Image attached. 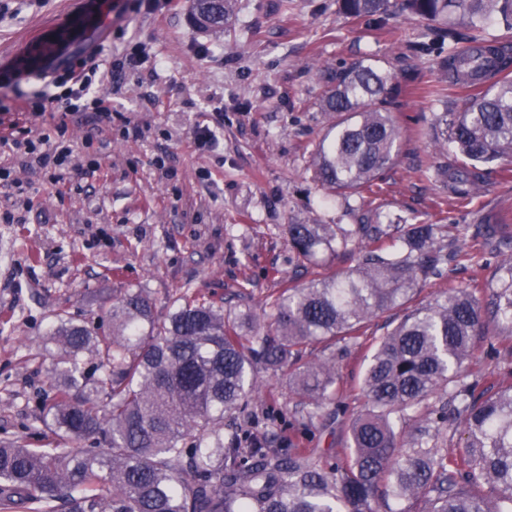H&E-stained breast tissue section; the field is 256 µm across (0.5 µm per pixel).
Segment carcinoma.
Here are the masks:
<instances>
[{
	"mask_svg": "<svg viewBox=\"0 0 512 512\" xmlns=\"http://www.w3.org/2000/svg\"><path fill=\"white\" fill-rule=\"evenodd\" d=\"M337 2L367 25L389 14V0ZM201 6L229 31L235 0ZM400 10L428 21L435 41L459 23L475 32L474 46L440 62L445 78L473 93L459 111L436 113L429 131L461 162L416 166L420 178L469 198L491 173L486 165L512 155V55L481 35L492 19L512 31V0H400ZM331 81L320 103L329 130L311 167L332 194L360 197L395 164L400 92L372 59ZM477 233L507 254L488 299L468 285L450 288L376 341L350 446L334 461L309 448H267L253 433L226 434L224 420L242 410L260 366L288 371L304 408L332 401L336 356L305 362L307 346L357 341L367 322L441 275L457 255L440 244L441 225H288L297 257L349 253L355 265L282 289L262 321L247 312L226 319L223 306L189 289L162 318L145 289H128L101 332L57 315L45 342L47 444L0 442V512H417L420 500L428 512H512V370L479 391L488 372L472 360L485 341L495 357H512V226L480 224ZM439 390L448 408L431 411L430 423L462 424L459 451L429 444L428 427L409 434L399 426ZM87 441L101 447H81Z\"/></svg>",
	"mask_w": 512,
	"mask_h": 512,
	"instance_id": "obj_1",
	"label": "carcinoma"
}]
</instances>
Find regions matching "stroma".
Masks as SVG:
<instances>
[{"label": "stroma", "mask_w": 512, "mask_h": 512, "mask_svg": "<svg viewBox=\"0 0 512 512\" xmlns=\"http://www.w3.org/2000/svg\"><path fill=\"white\" fill-rule=\"evenodd\" d=\"M236 0L230 31L200 32L190 22L191 0L157 18L137 16L128 0L93 27L78 23L84 0H7L0 16V62L10 63L34 36L74 27L79 51L104 45L110 54L99 74L118 112L111 128L74 123L70 133L79 168L71 189L33 177L27 223H0V440L39 444L51 358L44 342L57 312L97 326L113 299L146 289L158 314L191 289L223 303L224 312L262 314L270 296L291 281L339 273L352 261L321 252L297 258L288 246L291 224H353L350 206L369 223L403 218L444 223L443 245L460 249L442 277L419 283L416 302L444 290L491 280L501 258L465 225H512V158L499 160L477 195L459 199L446 186L418 178L419 162L435 159L428 136L436 112L457 110L465 89L444 83L429 92L438 53L467 46L472 32L418 51L423 27L394 14L379 27L346 18L336 0ZM144 43L148 60L125 57L128 41ZM372 58L403 89L397 114L401 138L393 168L376 193L344 200L314 180L310 157L328 123L318 109L337 67ZM39 82L15 83L0 72V136L8 122L31 118L16 106ZM209 121L215 145L193 144L195 127ZM393 318L373 320L360 344L309 346L307 356L336 359V397L313 423L298 422L300 406L288 376L259 371V390L233 426L257 433L271 448L296 443L343 451L350 421L362 406L359 385L370 345Z\"/></svg>", "instance_id": "obj_1"}]
</instances>
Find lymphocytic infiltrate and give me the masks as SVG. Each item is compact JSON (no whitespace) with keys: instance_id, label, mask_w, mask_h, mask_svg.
<instances>
[{"instance_id":"f902f5d3","label":"lymphocytic infiltrate","mask_w":512,"mask_h":512,"mask_svg":"<svg viewBox=\"0 0 512 512\" xmlns=\"http://www.w3.org/2000/svg\"><path fill=\"white\" fill-rule=\"evenodd\" d=\"M68 46V41H61L55 49L14 63L7 70L16 82L32 78L41 81V88L30 102L34 115H42L47 108L59 104L63 107L61 118L36 132L21 128L14 136L0 138L1 148L22 151L25 166L44 172L55 185L65 184L68 171L75 165L70 119L91 115L104 125L112 123V97L95 82L102 47L83 51L69 61L65 58Z\"/></svg>"}]
</instances>
